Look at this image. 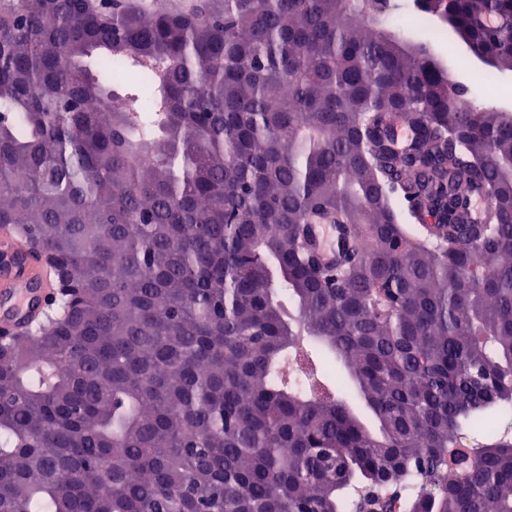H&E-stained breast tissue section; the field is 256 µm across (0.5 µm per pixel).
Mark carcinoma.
I'll list each match as a JSON object with an SVG mask.
<instances>
[{"instance_id":"obj_1","label":"carcinoma","mask_w":512,"mask_h":512,"mask_svg":"<svg viewBox=\"0 0 512 512\" xmlns=\"http://www.w3.org/2000/svg\"><path fill=\"white\" fill-rule=\"evenodd\" d=\"M413 8L512 73V0ZM397 9L5 0L0 224L65 280L0 340V512H512V113L462 106ZM310 240L316 247L322 261L336 263L341 256V246L347 234L342 224H336L332 218H314L308 224Z\"/></svg>"}]
</instances>
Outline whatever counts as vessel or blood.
Masks as SVG:
<instances>
[{"mask_svg":"<svg viewBox=\"0 0 512 512\" xmlns=\"http://www.w3.org/2000/svg\"><path fill=\"white\" fill-rule=\"evenodd\" d=\"M310 240L322 261L337 262L347 234L343 225L331 218L313 219ZM0 327H34L40 306L52 294V285L40 257L30 252L27 242L9 227L0 228Z\"/></svg>","mask_w":512,"mask_h":512,"instance_id":"1","label":"vessel or blood"}]
</instances>
